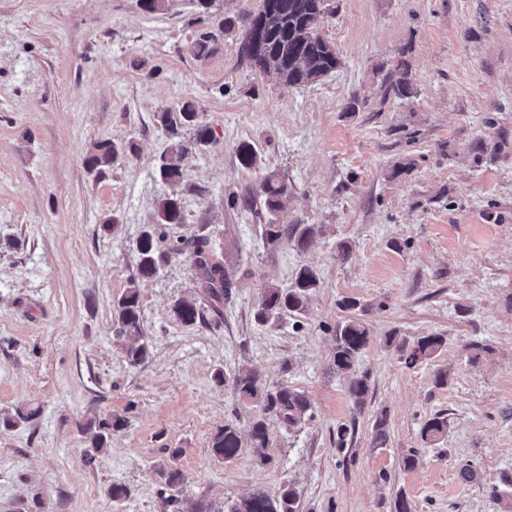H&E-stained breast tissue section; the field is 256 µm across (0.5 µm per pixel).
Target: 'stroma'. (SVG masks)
Masks as SVG:
<instances>
[{
	"mask_svg": "<svg viewBox=\"0 0 512 512\" xmlns=\"http://www.w3.org/2000/svg\"><path fill=\"white\" fill-rule=\"evenodd\" d=\"M328 5L320 32L341 65L295 87L240 60L229 37L194 58L188 46L211 22L196 0L155 12L141 0H0V512H223L285 485L297 512H392L400 495L415 512H512L501 482L512 475V0ZM402 61L417 92L408 100L385 94ZM188 98L215 141L184 159V223L161 225L156 162L168 140L156 114ZM105 139L121 151L100 176L85 157ZM243 141L259 148L256 170L237 161ZM267 170L294 190L279 223L329 234L303 251L264 244L261 224L229 199L256 192ZM146 230L165 248L208 237L237 288L212 308L189 252L172 254L140 281L150 353L132 366L113 306L137 279ZM340 240L352 248L342 266ZM301 265L321 283L306 310L260 324L263 287H288ZM185 298L201 321L175 317ZM351 317L369 329L361 408L333 364L334 330ZM431 334L445 346L412 367L387 342ZM473 342L490 347L476 363ZM240 369L312 405L298 428L270 423L264 467L248 447L230 464L212 454L225 423L245 435L258 413L216 380ZM437 413L448 441L428 448L420 429ZM111 417L121 427L86 465L87 424ZM341 424L354 429L342 451ZM162 459L182 472L177 487L156 473ZM116 485L129 498L113 501Z\"/></svg>",
	"mask_w": 512,
	"mask_h": 512,
	"instance_id": "1",
	"label": "stroma"
}]
</instances>
